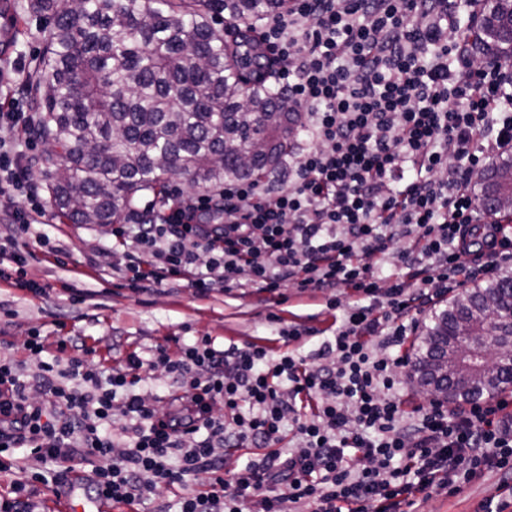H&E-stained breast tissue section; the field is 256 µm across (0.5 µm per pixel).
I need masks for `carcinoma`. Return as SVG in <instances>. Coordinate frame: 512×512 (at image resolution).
I'll use <instances>...</instances> for the list:
<instances>
[{
    "label": "carcinoma",
    "mask_w": 512,
    "mask_h": 512,
    "mask_svg": "<svg viewBox=\"0 0 512 512\" xmlns=\"http://www.w3.org/2000/svg\"><path fill=\"white\" fill-rule=\"evenodd\" d=\"M288 0H29L44 51L25 134L52 147L45 188L68 224H117L148 191L165 200L174 177L198 191L265 179L288 163L304 113L257 76L252 39ZM473 45L512 57V0H497ZM493 213L512 195V157L477 179ZM512 311V271L465 289L432 312L411 354V377L451 402L496 396L512 371L458 355L486 318Z\"/></svg>",
    "instance_id": "cac0c4a2"
}]
</instances>
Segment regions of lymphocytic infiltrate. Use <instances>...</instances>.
I'll list each match as a JSON object with an SVG mask.
<instances>
[{
  "mask_svg": "<svg viewBox=\"0 0 512 512\" xmlns=\"http://www.w3.org/2000/svg\"><path fill=\"white\" fill-rule=\"evenodd\" d=\"M479 2L461 17L449 0H288L265 19L256 39L305 115L308 147L279 187L229 181L114 227L117 244L135 243L123 275L138 288L176 277L202 297L243 283L345 289L352 304L308 355L310 331L297 326L283 330L276 356L201 336L146 359L35 329L22 344L41 369L32 383L0 340V473L16 450L32 462L0 495V512H28L31 491H58L78 459L92 468V495L127 505L208 473V488L179 498L177 512H239L242 500L255 512H403L489 472L499 480L482 512H512V399L408 412L397 382L418 313L462 281L492 277L512 250L494 222L484 246L472 244L475 176L512 150L508 81L466 49ZM392 260L402 275L376 277L373 263ZM160 368L184 415H158L135 393ZM287 430L297 446L285 454ZM249 447L261 456L225 472L224 449Z\"/></svg>",
  "mask_w": 512,
  "mask_h": 512,
  "instance_id": "lymphocytic-infiltrate-1",
  "label": "lymphocytic infiltrate"
}]
</instances>
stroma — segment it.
I'll return each instance as SVG.
<instances>
[{"label": "stroma", "mask_w": 512, "mask_h": 512, "mask_svg": "<svg viewBox=\"0 0 512 512\" xmlns=\"http://www.w3.org/2000/svg\"><path fill=\"white\" fill-rule=\"evenodd\" d=\"M9 4L18 36L0 62L33 69L42 50L45 22L29 12L28 0H9ZM43 236L60 247L58 260L44 256L37 244ZM25 249L29 253L25 280L44 285L47 291L36 295L0 280V309L9 314L0 332L14 341V356L22 360L27 380L36 366L25 361L21 345L34 327L51 337L64 332L86 336L102 352L116 345L146 358L156 344L174 348L199 336L212 337L219 347L255 342L276 351L281 347V330L291 325L314 330L305 345L311 351L318 348L321 333L333 331L337 317L343 314L342 309L330 306L328 295L303 294L290 286L274 293L248 286L218 289L205 299L182 285L129 288L120 274L127 250L116 245L111 225L64 224L50 208L36 217ZM66 282L84 290L86 303L70 302L62 289ZM497 482V475H488L455 495L435 494L419 501L412 512H477Z\"/></svg>", "instance_id": "1"}]
</instances>
